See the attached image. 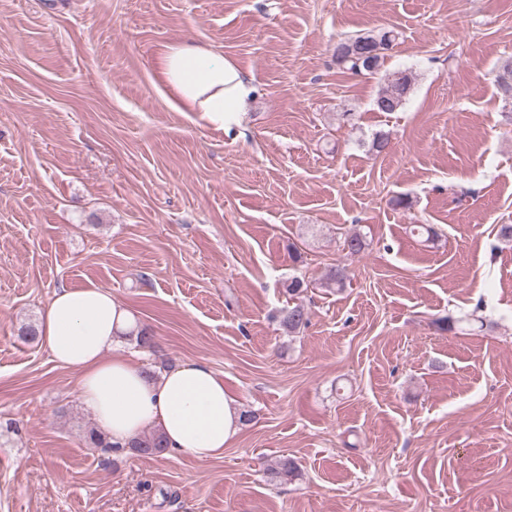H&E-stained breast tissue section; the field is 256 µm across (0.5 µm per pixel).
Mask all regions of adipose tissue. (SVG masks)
<instances>
[{
  "mask_svg": "<svg viewBox=\"0 0 512 512\" xmlns=\"http://www.w3.org/2000/svg\"><path fill=\"white\" fill-rule=\"evenodd\" d=\"M159 71L173 109L203 113L224 127L248 112L257 92L233 59L189 40L166 46ZM136 328L132 312L109 291L64 287L44 311L38 333L52 360L77 372L80 399L113 445L155 430L177 456L199 462L223 456L242 427L223 375L204 361L147 374L121 342Z\"/></svg>",
  "mask_w": 512,
  "mask_h": 512,
  "instance_id": "obj_1",
  "label": "adipose tissue"
}]
</instances>
